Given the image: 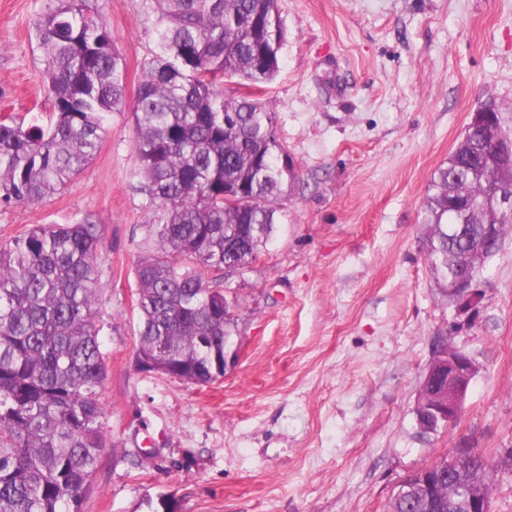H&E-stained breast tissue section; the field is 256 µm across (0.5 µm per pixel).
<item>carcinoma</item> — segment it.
<instances>
[{
  "label": "carcinoma",
  "instance_id": "obj_1",
  "mask_svg": "<svg viewBox=\"0 0 512 512\" xmlns=\"http://www.w3.org/2000/svg\"><path fill=\"white\" fill-rule=\"evenodd\" d=\"M157 51L133 108L138 175L149 199L153 253L134 268L138 361L196 385L224 378V347L239 342L224 267L249 265L266 247L283 186L285 147L276 113L253 94L224 98L238 77L260 90L279 69L285 30L277 0H157ZM55 119L46 128L0 119V203L37 204L93 160L108 121L126 107L124 60L84 0H43L35 22ZM475 131L448 162H483ZM455 192L481 201L482 176ZM425 258L440 288L448 271L483 264L480 224L448 235V167L433 174L420 211ZM98 225H37L0 247V512H81L105 436L100 400L108 355L101 339ZM485 458L437 470L410 512H450Z\"/></svg>",
  "mask_w": 512,
  "mask_h": 512
}]
</instances>
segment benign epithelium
Masks as SVG:
<instances>
[{
  "mask_svg": "<svg viewBox=\"0 0 512 512\" xmlns=\"http://www.w3.org/2000/svg\"><path fill=\"white\" fill-rule=\"evenodd\" d=\"M488 126L494 130L492 148L496 154L494 162L501 168L512 167V137L508 136L501 121L498 105L488 101L472 113L468 126ZM481 211L486 214V231L480 254H488L497 249L503 237V225L495 217L512 215V183L497 181L484 186ZM474 277L468 271H460L453 276L448 287V297L475 299ZM479 371V366L471 356L456 348L444 350L436 348L419 385V395L432 397L437 405L434 409L438 423L450 425L457 421L464 406L466 396ZM487 480L477 481L461 491L462 507L474 510V505L482 497L483 485Z\"/></svg>",
  "mask_w": 512,
  "mask_h": 512,
  "instance_id": "benign-epithelium-1",
  "label": "benign epithelium"
}]
</instances>
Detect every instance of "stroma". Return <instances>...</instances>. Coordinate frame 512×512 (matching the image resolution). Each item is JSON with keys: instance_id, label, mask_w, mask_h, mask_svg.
<instances>
[{"instance_id": "35a3bbf8", "label": "stroma", "mask_w": 512, "mask_h": 512, "mask_svg": "<svg viewBox=\"0 0 512 512\" xmlns=\"http://www.w3.org/2000/svg\"><path fill=\"white\" fill-rule=\"evenodd\" d=\"M42 0H0V117L48 123L31 30ZM125 58L128 99L156 50L155 0H84ZM286 39L261 91L298 178L259 259L224 280L239 360L198 386L136 362L134 267L150 254L132 109L95 159L36 205L0 206V245L39 224H99L97 283L113 445L82 512H386L409 474L469 440L500 466L512 512V225L467 310L425 261L420 208L472 112L512 134V0H278ZM480 366L458 420L420 435L413 410L437 337ZM149 451L141 468L125 450Z\"/></svg>"}]
</instances>
